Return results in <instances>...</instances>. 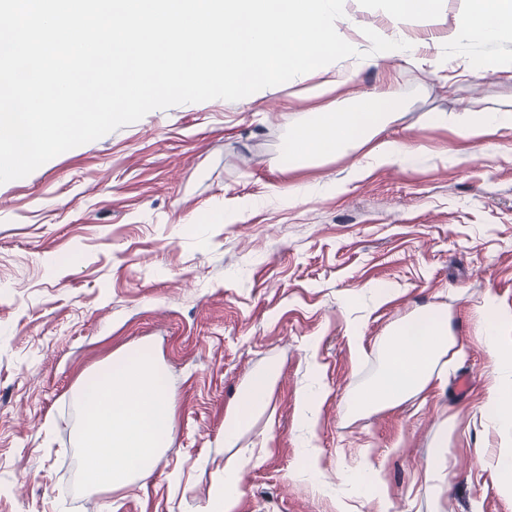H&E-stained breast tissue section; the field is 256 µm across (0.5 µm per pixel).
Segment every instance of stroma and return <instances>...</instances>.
I'll list each match as a JSON object with an SVG mask.
<instances>
[{"instance_id":"1","label":"stroma","mask_w":512,"mask_h":512,"mask_svg":"<svg viewBox=\"0 0 512 512\" xmlns=\"http://www.w3.org/2000/svg\"><path fill=\"white\" fill-rule=\"evenodd\" d=\"M465 9L411 17V53L387 56L362 33H390L386 0H345L364 58L151 111L0 184V512H202L233 455L248 460L238 512H512L495 466L512 427L491 406L512 383V128L467 139L430 120L512 112V39L451 37ZM327 79L336 111L388 93L397 116L358 151L289 167L306 91ZM388 139L411 155L355 174ZM423 310L452 338L442 384L361 410L385 337ZM120 353L161 366L173 431L148 482L78 493L76 388ZM265 370L269 408L225 443Z\"/></svg>"}]
</instances>
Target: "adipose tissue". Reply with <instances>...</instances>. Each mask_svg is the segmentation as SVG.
Instances as JSON below:
<instances>
[{"instance_id":"ef3b65f1","label":"adipose tissue","mask_w":512,"mask_h":512,"mask_svg":"<svg viewBox=\"0 0 512 512\" xmlns=\"http://www.w3.org/2000/svg\"><path fill=\"white\" fill-rule=\"evenodd\" d=\"M512 23V0H469L464 18L455 22L454 36H477L496 41L506 35L499 21ZM331 81L317 85L312 98L318 104L311 122L297 127L288 147L289 160L301 166L317 157L345 156L361 147L379 126L390 119L395 106L387 95L365 101L355 112H336L325 103L326 95L334 91ZM433 122L458 127L468 138H482L501 126L512 127L511 112L463 110L455 117L447 113H432ZM450 341L446 323L422 312L399 324L386 340L387 361L375 380L361 395L364 408L372 409L387 403H400L434 385L438 373L436 366ZM276 376L260 373L250 378L247 389L233 410V420L224 428L226 441H233L240 431L241 421L268 408Z\"/></svg>"}]
</instances>
